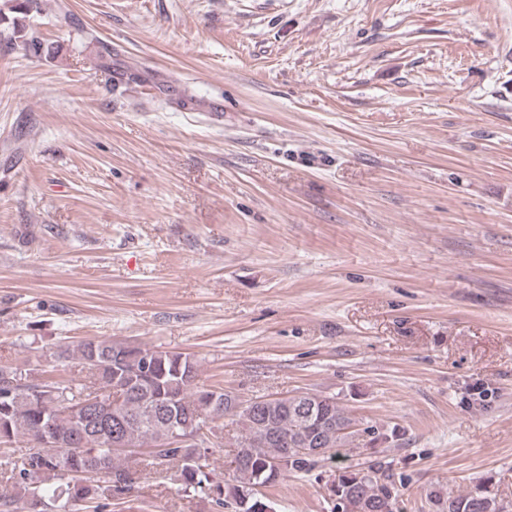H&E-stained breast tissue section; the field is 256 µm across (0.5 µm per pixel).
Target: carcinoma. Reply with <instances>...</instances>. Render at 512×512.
Returning a JSON list of instances; mask_svg holds the SVG:
<instances>
[{
    "label": "carcinoma",
    "mask_w": 512,
    "mask_h": 512,
    "mask_svg": "<svg viewBox=\"0 0 512 512\" xmlns=\"http://www.w3.org/2000/svg\"><path fill=\"white\" fill-rule=\"evenodd\" d=\"M26 55L38 54L41 43L28 37L25 27L0 11V36ZM73 356L88 372V382L74 384L71 378L30 377L28 370L0 365V444L24 442L20 453L0 463V512H103L107 506L128 508L136 470L125 451L112 449V434L118 433L133 447L148 446V464L171 465L184 492L200 496L211 512H273L260 489L275 485L291 472H307L316 459L301 448L318 446L327 450L345 448L353 438L338 431L356 426L355 421L333 398L313 417L300 416L299 406L280 401L274 410L253 414L234 409L235 397L217 390H198L197 362L188 355L133 346L110 339L88 340L73 350ZM123 385L122 400H112V389ZM57 392L76 404L84 397L100 398L104 427L95 419L61 418L44 398ZM210 396L225 400L215 417H236L234 475L226 480L210 468L208 454L217 434L198 410ZM179 416L182 433L190 440L169 439L171 416ZM48 429L50 439L39 440ZM80 433L71 445V435ZM369 443L397 441L398 428L381 433L373 427L356 430ZM321 443L314 444V441ZM372 469L366 473L345 471L337 477L339 498L359 492L369 503V512H394L399 489ZM434 512H512V505L485 486L467 492H430Z\"/></svg>",
    "instance_id": "cac0c4a2"
}]
</instances>
